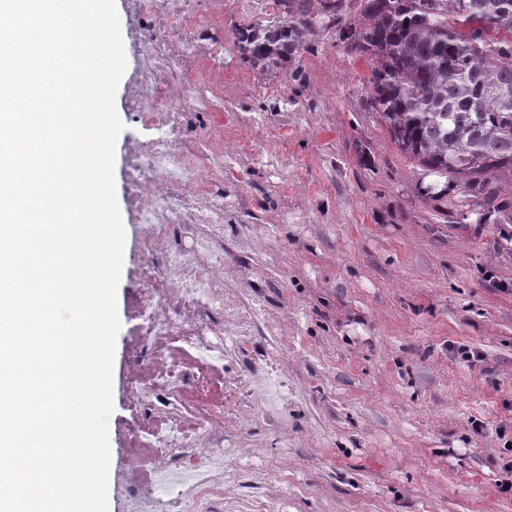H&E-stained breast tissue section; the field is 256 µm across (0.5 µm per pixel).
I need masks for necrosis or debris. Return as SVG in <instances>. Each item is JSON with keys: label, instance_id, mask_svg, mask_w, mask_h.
Listing matches in <instances>:
<instances>
[{"label": "necrosis or debris", "instance_id": "necrosis-or-debris-1", "mask_svg": "<svg viewBox=\"0 0 512 512\" xmlns=\"http://www.w3.org/2000/svg\"><path fill=\"white\" fill-rule=\"evenodd\" d=\"M137 14L153 17L152 35L141 41L145 89L134 90L130 105L138 112L143 135L133 142L128 178L142 226L145 256L165 254L167 266L155 272L141 266L138 336H181L211 364L224 362V321L196 326L198 309L224 307V250L201 233L204 224L224 221V196L208 186L210 166L184 133L190 113L206 110L224 91V41L215 32L222 22L224 0H133ZM184 225L189 251L170 248L168 227ZM153 385L139 388L136 402L157 401L169 416L180 410L185 376L173 367L153 364ZM224 421L219 412L207 414L197 441L179 430L148 431L144 445L156 449L158 475L187 474L193 496L218 495L223 490L215 474L224 468Z\"/></svg>", "mask_w": 512, "mask_h": 512}]
</instances>
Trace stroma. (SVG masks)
Segmentation results:
<instances>
[{"instance_id":"1","label":"stroma","mask_w":512,"mask_h":512,"mask_svg":"<svg viewBox=\"0 0 512 512\" xmlns=\"http://www.w3.org/2000/svg\"><path fill=\"white\" fill-rule=\"evenodd\" d=\"M129 2L115 0L127 60L114 170L125 246L109 512H133L132 471L156 486L160 512H512L497 488L498 432L512 427V239L478 223L474 204L457 221L464 187L398 149L370 106V58L322 18L306 50L265 74L235 42L273 13L262 0L225 6L224 98L195 113L191 129L224 134L227 151L210 163L224 221L202 230L224 246L225 299L251 322L225 323L219 369L178 339L141 343L142 227L127 181L140 123L127 100L143 84L136 43L153 21L132 17ZM429 185L446 190L443 201L422 195ZM463 347L481 362H463ZM165 358L190 374L184 415L224 411L223 498L182 497L143 459L144 429L169 418L133 396ZM271 368L275 402L250 386Z\"/></svg>"}]
</instances>
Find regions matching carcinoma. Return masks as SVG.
Wrapping results in <instances>:
<instances>
[{
  "label": "carcinoma",
  "mask_w": 512,
  "mask_h": 512,
  "mask_svg": "<svg viewBox=\"0 0 512 512\" xmlns=\"http://www.w3.org/2000/svg\"><path fill=\"white\" fill-rule=\"evenodd\" d=\"M285 19L246 26L237 47L273 71L303 48L312 20L297 0ZM366 23L346 27L348 48L374 63L370 104L396 146L432 174L462 182L485 223L512 219L486 176L512 169V0H362ZM336 24L342 0H319Z\"/></svg>",
  "instance_id": "1"
}]
</instances>
